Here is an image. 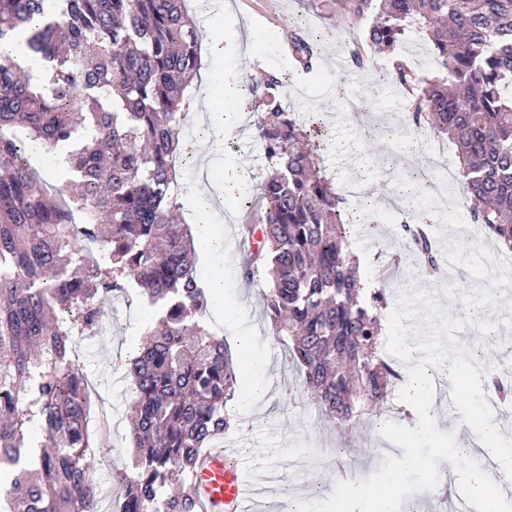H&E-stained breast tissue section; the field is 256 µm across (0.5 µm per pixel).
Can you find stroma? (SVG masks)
I'll return each instance as SVG.
<instances>
[{
	"label": "stroma",
	"instance_id": "stroma-1",
	"mask_svg": "<svg viewBox=\"0 0 512 512\" xmlns=\"http://www.w3.org/2000/svg\"><path fill=\"white\" fill-rule=\"evenodd\" d=\"M190 7L200 37L220 38L224 44L219 52L207 46L202 49L201 71L210 81L198 85L193 118L183 131L192 147H204L209 160L203 166L193 157L176 165L187 223L196 222L195 187L201 180L219 200L215 229L234 234L248 221L246 202L259 200L257 178L265 168L263 148L257 138L223 140L212 131L220 120L228 126L245 125L238 110V84L245 71L260 67L291 73V108L304 116L319 113L329 131V145L321 154L325 172L336 186L357 181L375 198L365 222L351 225L349 230V250L358 258L366 281H374L378 266L386 264L394 251H401L398 273L385 289L388 308L396 307L401 293L433 292L451 318L475 315L495 324L488 334L474 326L456 331L454 340L459 348L481 362L496 351L512 364V352L503 347L504 341L512 342V266L500 267L499 251L480 228H473L469 238L459 237L458 225L468 221L460 184L448 183L441 191L425 188L415 193L409 204L413 210L431 211L438 223L434 235L437 248L440 253L453 255L443 266L444 278L427 279L413 255L402 249L399 226L391 221L388 200L401 181L408 179L411 169L431 156L433 141L406 130L403 101L394 88L383 83L377 73L364 78L346 73L333 43L326 44L317 73L294 72L284 46L288 30L299 25L316 34L324 27L318 17L302 12L296 0H222L218 8L211 0H190ZM234 175L239 176V185L231 195H224V181ZM238 266L234 260L223 271L224 293L234 313L227 318L210 316L209 324L235 357L241 354L240 334L251 336L252 366L241 374L240 383L245 386L257 379L266 385L267 392L260 400H244L237 413L239 427L226 433L224 439L236 445L244 463H251L256 455L266 460V473L275 476L268 489L271 508L280 506L284 494L296 502H320L331 496L336 476L329 460L319 457V449H344L345 459L355 463L363 479L379 469L385 456L403 457V449L391 445L380 432L387 422L416 427L415 410L398 397H390L350 432L326 427L310 399L287 404L285 389L296 381L297 374L286 362L284 347L267 314L265 279L259 276L245 281ZM111 306V319L95 335H76L73 349L85 371L102 382L99 393L103 403L111 406L118 427L115 434L98 436L97 441L112 447L122 466L133 453L124 420L130 383L123 372L114 370L113 362L143 342L147 311L143 305L127 303L121 297L113 298Z\"/></svg>",
	"mask_w": 512,
	"mask_h": 512
}]
</instances>
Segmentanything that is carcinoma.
Segmentation results:
<instances>
[{
  "mask_svg": "<svg viewBox=\"0 0 512 512\" xmlns=\"http://www.w3.org/2000/svg\"><path fill=\"white\" fill-rule=\"evenodd\" d=\"M325 24L286 40L294 68L315 71L334 41L351 73L383 62L407 104L406 125L455 147V172L479 224L512 253V0H298ZM434 67L403 51L409 31ZM22 37L31 79L0 62V512H99L95 473L112 449L88 432L86 373L75 332H94L113 296L137 286L161 307L149 341L122 366L134 456L112 469L117 512H198L185 475L231 429L236 374L210 329L191 229L176 223L177 143L201 67L187 0H0V45ZM288 74L245 84L267 171L263 204L242 225L254 249L240 266L267 273L266 309L299 370L297 387L348 432L386 402L394 370L379 344L384 285L364 291L348 248L347 199L321 167V129L288 106ZM73 146L69 184L33 174L27 150ZM422 269L433 242L402 220ZM39 427L50 447L17 470Z\"/></svg>",
  "mask_w": 512,
  "mask_h": 512,
  "instance_id": "obj_1",
  "label": "carcinoma"
}]
</instances>
